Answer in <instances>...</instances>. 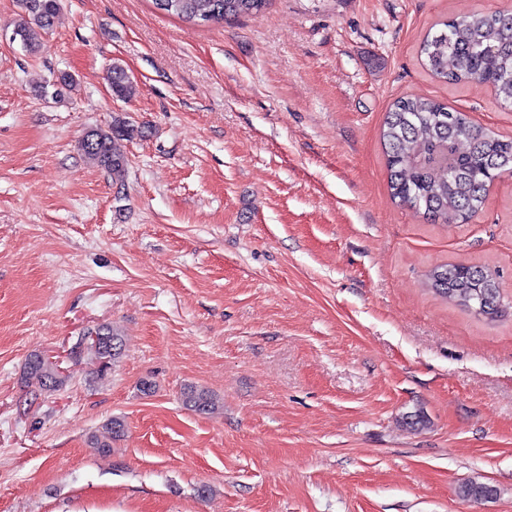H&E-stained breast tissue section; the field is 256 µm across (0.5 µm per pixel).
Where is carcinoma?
<instances>
[{"label":"carcinoma","mask_w":512,"mask_h":512,"mask_svg":"<svg viewBox=\"0 0 512 512\" xmlns=\"http://www.w3.org/2000/svg\"><path fill=\"white\" fill-rule=\"evenodd\" d=\"M270 0H153L159 10L197 26L230 22L263 12ZM20 19L13 32L23 48L36 53L43 36L52 28L60 0H19ZM420 55L431 75L445 83L475 81L492 85L500 102L512 105V12L490 11L452 18L442 28L426 35ZM112 95L130 100L136 84L119 63L107 73ZM147 129L115 117L106 130L87 133L80 150L104 168L112 181L123 184L128 159L123 143ZM382 138L386 149L389 189L393 199L423 214L435 224H462L476 216L487 201V186L494 178L512 173V138L473 124L461 111L431 98L403 96L386 114ZM430 287L471 313L493 319L503 311V297L494 272L464 262L437 267L428 275ZM97 339L82 336L72 354L90 355L97 373L112 369L122 348L121 336L109 325L94 330ZM27 383L40 391L59 390L66 377L55 362L40 352L29 354L23 368ZM184 403L200 415L219 412L221 402L209 391L189 387ZM108 436L89 437L90 447L103 457L112 455V441L125 432V422L113 417L106 423ZM469 500L497 496L496 487L469 481L459 489Z\"/></svg>","instance_id":"cac0c4a2"}]
</instances>
